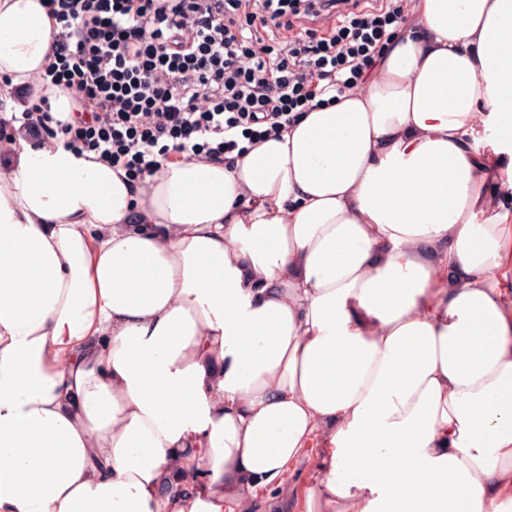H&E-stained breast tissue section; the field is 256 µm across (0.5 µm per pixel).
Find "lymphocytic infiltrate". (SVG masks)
Segmentation results:
<instances>
[{
  "label": "lymphocytic infiltrate",
  "instance_id": "1",
  "mask_svg": "<svg viewBox=\"0 0 512 512\" xmlns=\"http://www.w3.org/2000/svg\"><path fill=\"white\" fill-rule=\"evenodd\" d=\"M54 61L38 77L74 90L16 121L42 143L91 151L133 187L170 155L215 161L283 132L315 99L363 84L406 0H47ZM329 16L330 31L316 27Z\"/></svg>",
  "mask_w": 512,
  "mask_h": 512
}]
</instances>
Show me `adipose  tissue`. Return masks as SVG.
Wrapping results in <instances>:
<instances>
[{"label":"adipose tissue","instance_id":"1","mask_svg":"<svg viewBox=\"0 0 512 512\" xmlns=\"http://www.w3.org/2000/svg\"><path fill=\"white\" fill-rule=\"evenodd\" d=\"M365 85L149 192L14 138L0 512H512V0H414ZM0 0V100L74 92ZM318 480L317 469L309 457H303L289 472L288 476V504L281 511H302V501L309 488ZM293 503L295 506H293ZM294 508V510H293Z\"/></svg>","mask_w":512,"mask_h":512}]
</instances>
